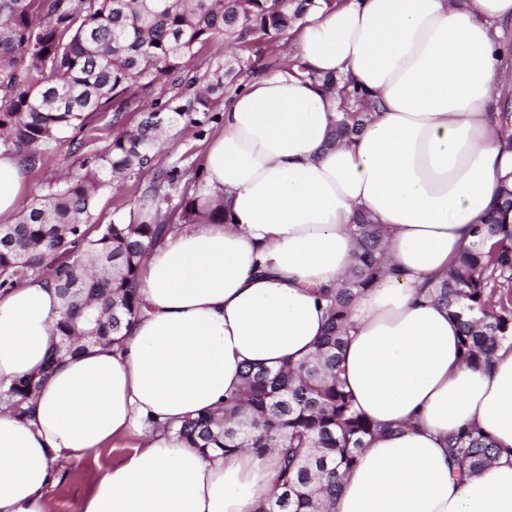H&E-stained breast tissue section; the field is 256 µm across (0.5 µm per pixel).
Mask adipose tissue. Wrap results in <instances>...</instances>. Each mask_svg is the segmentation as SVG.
<instances>
[{
  "mask_svg": "<svg viewBox=\"0 0 512 512\" xmlns=\"http://www.w3.org/2000/svg\"><path fill=\"white\" fill-rule=\"evenodd\" d=\"M298 26L301 69L245 85L204 156L226 222L182 226L156 244L120 348L47 369L59 343L54 289L37 276L0 289V391L43 377L30 416L0 401V512H47L65 468L126 436L134 445L96 475L77 512H255L274 454L207 458L154 426L218 410L248 368L314 352L327 325L317 291L352 265L359 210L387 229L396 272L355 302L343 378L382 432L331 512H512V346L489 367L466 366L458 325L420 294L512 188L496 106L512 0H345ZM313 72L350 73L379 98L377 119L330 144L336 101ZM23 183L17 156L0 151L1 223L22 206ZM467 427L502 454L461 480L447 438Z\"/></svg>",
  "mask_w": 512,
  "mask_h": 512,
  "instance_id": "adipose-tissue-1",
  "label": "adipose tissue"
}]
</instances>
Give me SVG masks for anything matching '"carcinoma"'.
Returning a JSON list of instances; mask_svg holds the SVG:
<instances>
[{
  "label": "carcinoma",
  "mask_w": 512,
  "mask_h": 512,
  "mask_svg": "<svg viewBox=\"0 0 512 512\" xmlns=\"http://www.w3.org/2000/svg\"><path fill=\"white\" fill-rule=\"evenodd\" d=\"M333 0H0V150L34 169L44 154L68 143L78 157L62 181L36 196L12 224H0V288L31 273L52 276L61 300L56 323L62 350L114 345L139 312V273L151 246L178 224L224 222V207L205 193L199 173L174 208L163 207L183 176L172 168L139 196L117 222L91 223L95 198L113 179L154 166L162 128L182 121L200 128L219 118L224 90L256 70L261 44H274L309 10ZM239 52L200 69L192 61L216 39ZM339 101L332 141L359 134L378 115L379 102L346 74H309ZM128 112L143 119L101 152L83 136L96 113L121 127ZM359 250L336 286L320 289L328 323L317 350L297 365L248 369L222 412L184 420L178 434L202 454L251 448L278 452L272 488L256 512H325L343 476L357 463L377 425L357 412L346 390L342 353L350 307L379 278L397 273L388 260L383 225L360 214L349 225ZM474 240L435 299L457 321L465 363L477 368L512 341V225L496 217L474 228ZM39 386L35 378L7 392L20 417ZM501 451L476 427L448 436L451 471L478 475Z\"/></svg>",
  "instance_id": "obj_1"
}]
</instances>
